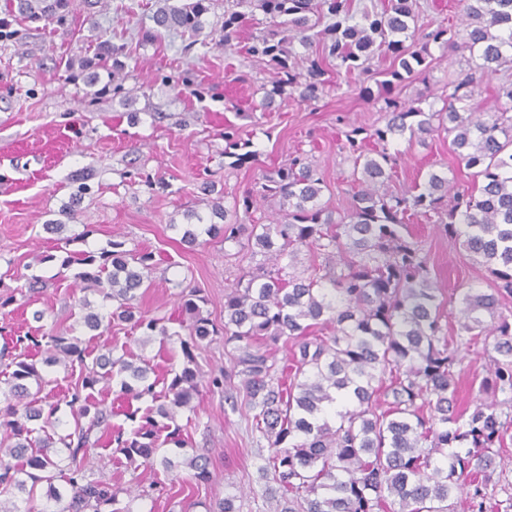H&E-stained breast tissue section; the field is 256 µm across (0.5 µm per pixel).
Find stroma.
<instances>
[{
  "instance_id": "35a3bbf8",
  "label": "stroma",
  "mask_w": 512,
  "mask_h": 512,
  "mask_svg": "<svg viewBox=\"0 0 512 512\" xmlns=\"http://www.w3.org/2000/svg\"><path fill=\"white\" fill-rule=\"evenodd\" d=\"M418 24L463 31L468 19L463 0H420ZM157 0H71L63 21H33L10 12L0 0V295L42 276L48 286L27 303L0 310V341L35 332L33 311L45 322L67 329L73 323L71 294L75 267H63L76 251L108 248L111 240L148 251L155 267L138 292L149 314L178 317L174 283L201 289L204 307L216 324L224 322V290L252 267L234 242L205 237L187 247L180 228L190 214L212 223L213 199L232 208L245 191L259 189L294 152H304L325 172L323 200L336 212L351 206L350 154L337 147L338 132L382 125L380 102L363 98L370 77L335 79L314 102L288 100L271 111L257 109L261 87L275 67L250 57L249 38L261 24L247 26L231 47L208 33L224 20V0H213L197 41L173 32L146 42ZM118 46L112 58L99 59L98 46ZM430 67L394 86L400 100L428 104L448 89L449 78L469 72L467 55L428 48ZM234 124L258 152L255 161L229 166L224 157V127ZM395 190L424 179L428 171L454 170L459 189L473 187L470 170L459 167L447 134L395 139ZM215 192L206 195L203 183ZM85 194H78L79 185ZM63 224L60 233L45 224ZM92 225L83 235L84 225ZM411 230L430 258L433 276L445 292L456 288L489 291L494 282L476 258L442 237L430 220ZM126 325L90 342L95 352L130 348L149 359L158 377L181 364L179 344L165 347L138 342ZM457 366L460 404L474 410L486 373L483 347L461 351ZM193 448L208 451L211 478L199 481L180 469L164 494L145 500V512H204L206 504L239 496L241 512H258L267 485L264 461L244 409L232 408L222 393L204 394L195 421L179 418ZM89 474L122 488L137 476L122 454L101 457L91 451Z\"/></svg>"
}]
</instances>
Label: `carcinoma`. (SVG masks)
I'll return each mask as SVG.
<instances>
[{
  "instance_id": "cac0c4a2",
  "label": "carcinoma",
  "mask_w": 512,
  "mask_h": 512,
  "mask_svg": "<svg viewBox=\"0 0 512 512\" xmlns=\"http://www.w3.org/2000/svg\"><path fill=\"white\" fill-rule=\"evenodd\" d=\"M213 0H161L152 15L164 31L196 35ZM417 0H388L381 12L355 17L349 0H226L220 29L231 45L243 23L261 12L270 28L247 48L271 62L277 78L262 87L259 108L292 94L307 102L320 98L331 70L347 79L369 72L376 55L392 65L378 86L386 91L427 69L425 53L434 43L452 53H469L481 63L448 81V98L438 110L424 111L383 97L385 124L344 133L341 149L353 158L352 207L338 217L322 203L327 184L304 153L288 157L265 177L260 197L279 204L280 217L268 224L227 220L217 202L214 216L224 226L187 227L181 242L199 245L205 234L260 253L264 260L224 291V326L204 314L207 298L198 288L177 293L188 338L172 331L163 317L137 306V291L155 268L148 251L112 240L100 252L81 251L62 266H80L74 285L102 296L105 314L78 301L76 325L66 332L39 326L0 348L12 358L0 380V512H33L18 506L45 489L52 510L42 512H136L134 502L162 493L156 479L126 489L90 478L85 459L96 448L115 447L134 469L168 474L175 462L160 448L185 456L193 477H211L209 457L188 452L178 417L196 413L194 400L205 384L232 404L252 412L251 431L265 441L262 471L272 476L281 499L267 512H455V494L474 486L471 512H492L483 485L494 469L498 449L512 430V318L499 312L512 296V83L501 85L508 105L496 112H467L472 87L512 62V0H465V33L448 28L413 29ZM69 0H9V8L34 19L53 21L68 11ZM422 43L419 50L413 49ZM302 47L304 52L297 51ZM445 132L459 163L482 185L459 191L443 172L393 193L395 137L422 139ZM224 156L238 166L257 152L224 128ZM424 217L448 239L479 258L494 277L491 292L467 288L459 294L451 332L444 331L446 301L432 276L429 258L409 232ZM323 256L310 271H297L303 250ZM491 318L485 323L484 316ZM125 322L142 333V344L179 339L180 370L156 392L157 381L142 359L127 352L93 355L76 333L82 326L108 332ZM224 337L233 345V367L205 377L194 351L200 343ZM267 348H262L260 341ZM290 347L289 362L278 365L270 345ZM482 343L492 347L480 392L491 401L467 412L457 405L458 353ZM80 367L64 403L70 427L58 416L60 403L46 388L43 368ZM120 380L127 403L151 399L155 405L127 410L131 431L111 423L112 409L100 395ZM239 379V384L232 380Z\"/></svg>"
}]
</instances>
